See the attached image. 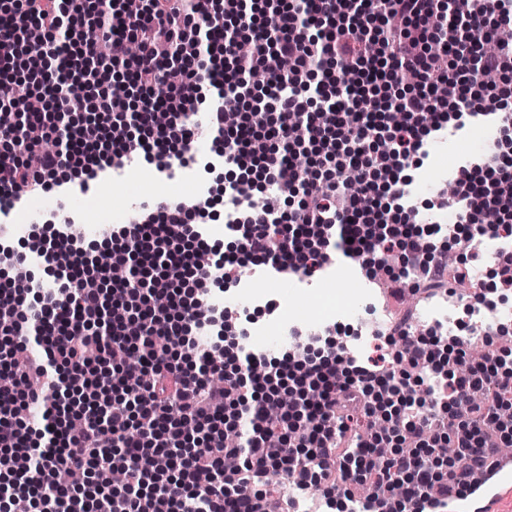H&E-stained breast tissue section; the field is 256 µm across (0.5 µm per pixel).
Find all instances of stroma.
<instances>
[{
	"label": "stroma",
	"mask_w": 512,
	"mask_h": 512,
	"mask_svg": "<svg viewBox=\"0 0 512 512\" xmlns=\"http://www.w3.org/2000/svg\"><path fill=\"white\" fill-rule=\"evenodd\" d=\"M498 126L491 121L467 123L455 134L428 141L427 155L420 165L406 168L412 178L410 193L402 200L413 208L419 224H447L448 212L437 205L439 188L463 161L478 159L495 149ZM195 162L189 163L172 180L159 178L156 167L144 162L125 169L122 176L109 182L90 185L83 203L56 192L39 197L35 208L12 212L7 226V246L27 253L36 227L68 224L71 236L82 245L93 246L104 224H124L142 215V206L158 197H174L185 202L206 191L223 195L215 184L217 176L228 167L216 158V147L209 135H202L195 145ZM512 248V242L500 238H482L476 242L467 265L471 286L426 296L396 295L384 272L366 276L359 266L342 254H332L322 271L311 278L293 274L275 278L264 275L258 267H246L224 293L208 296L210 304L236 311H247L246 351L276 358L280 353L296 351L306 344L336 338L348 356L365 360L373 353L377 336L385 333L403 315H411L414 334H424L430 324L441 326L445 337L456 336L465 344L483 345L487 329L505 324L512 327V289L492 285L499 251ZM493 289L494 310L467 313L473 292ZM278 331L282 340L277 348L265 350L263 336ZM281 512H325L323 485L301 490L277 476L270 481Z\"/></svg>",
	"instance_id": "stroma-1"
}]
</instances>
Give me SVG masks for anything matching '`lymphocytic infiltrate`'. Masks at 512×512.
<instances>
[{
	"mask_svg": "<svg viewBox=\"0 0 512 512\" xmlns=\"http://www.w3.org/2000/svg\"><path fill=\"white\" fill-rule=\"evenodd\" d=\"M441 2L0 0V78L24 74L35 87L16 105L22 126L0 123V213L20 194L51 191L65 171L93 179L114 162L144 160L173 171L198 139L190 115L202 103L205 128L240 172L224 188L230 252L202 238L213 198L162 197L142 220L107 225L115 252L89 254L59 231L40 238L33 250L61 294L29 301L13 281L0 283V372L14 378L0 385V498L27 499L30 512H266L270 470L304 488L337 467L372 487L401 486L398 497H373L378 512H425L449 485L474 483L498 436H512L504 356L414 336L406 318L362 363L331 340L278 362H219L193 337L215 319L230 323L231 310L204 309L202 296L251 258L310 278L338 251L366 272L413 276L414 290L447 288L441 252L424 244L440 225H415L388 195L425 137L473 108L466 91L479 74L504 71L512 45L480 52ZM117 63L128 75L113 74ZM256 69L268 74L261 109L249 108L258 94L244 80ZM410 74L424 83L414 94L403 90ZM78 100L85 120L59 128ZM302 147L314 165L294 163ZM349 170L355 194L342 187ZM256 178L295 207L254 203ZM454 184L448 207L471 210L466 232L450 234L462 251L512 226V153L459 166ZM427 374L445 381L444 412L406 397ZM341 399L353 409L343 418ZM31 403L43 405L44 427L17 417ZM272 403L281 406L274 421ZM247 405L253 434L229 443L224 430ZM353 428L359 444L337 455ZM446 443L458 463L448 478L435 465ZM229 458L242 466L225 470Z\"/></svg>",
	"mask_w": 512,
	"mask_h": 512,
	"instance_id": "lymphocytic-infiltrate-1",
	"label": "lymphocytic infiltrate"
}]
</instances>
